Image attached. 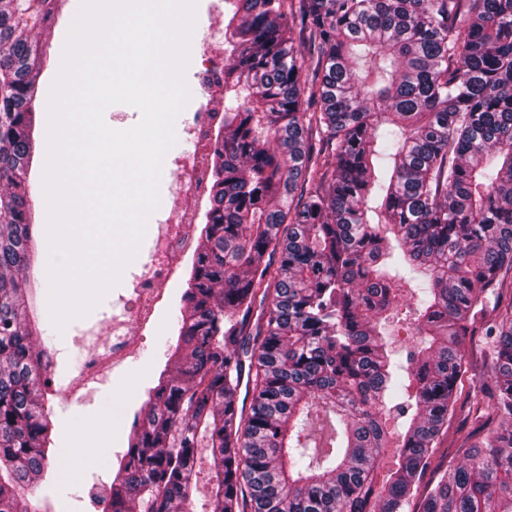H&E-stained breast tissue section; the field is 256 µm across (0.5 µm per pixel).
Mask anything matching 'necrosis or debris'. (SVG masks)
Instances as JSON below:
<instances>
[{
	"instance_id": "necrosis-or-debris-1",
	"label": "necrosis or debris",
	"mask_w": 512,
	"mask_h": 512,
	"mask_svg": "<svg viewBox=\"0 0 512 512\" xmlns=\"http://www.w3.org/2000/svg\"><path fill=\"white\" fill-rule=\"evenodd\" d=\"M224 122L223 112L203 107L195 112L184 134L198 145L196 155L177 170V205L174 217L157 225L152 236V254L136 281L131 317H113L108 338L90 342L81 362L64 388L68 397L81 394L90 384L114 374L140 352L137 332L153 329L157 305L170 299L169 287L178 281L184 265L195 258L196 224L203 201L210 194V150Z\"/></svg>"
}]
</instances>
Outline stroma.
<instances>
[{
    "label": "stroma",
    "mask_w": 512,
    "mask_h": 512,
    "mask_svg": "<svg viewBox=\"0 0 512 512\" xmlns=\"http://www.w3.org/2000/svg\"><path fill=\"white\" fill-rule=\"evenodd\" d=\"M61 3V15L57 23L48 26L39 36L42 45H45L50 54V59L39 79L35 101V154L27 176L37 237L43 245L48 242V210L42 194L48 154V102L51 88L61 69L67 35L80 10L81 0H61ZM211 3L212 0H197L195 25L189 45V62L184 77L190 99L200 106L220 108L224 105L223 87L203 88L196 79L202 53L210 51L220 55L225 48V24L223 19L213 17ZM195 151V143L181 137L165 155L159 188L160 203L152 215L153 223H165L174 214L177 203L174 171L178 162L188 159ZM150 254L151 240L146 237L143 238L135 257L124 266L118 283L87 313L72 319L64 329L59 330L52 323L49 309L50 281L47 255L39 253L36 262L29 268L27 277L34 286L33 301L38 321L36 343L59 357L54 373L55 381L65 380L74 371L82 351L80 339L91 336L105 337L107 326L113 316L128 310L129 300L136 285V275L140 267L149 261ZM183 290V284L175 285L172 299L157 311L155 330L147 331L141 338V357L130 364L122 376L97 385L94 393L87 398H68L57 392H48V405L58 425L54 436L58 451L55 462L48 468L44 480L29 490V499L36 512H97L92 490L101 483L111 481L112 462L105 460L97 466L83 470L80 481L73 484L72 494L65 503H57L50 493V488L54 481L64 478L66 470L75 463L74 431L79 427H86L88 437L95 439L100 436L102 426H110L111 450L126 452L127 434L133 415L146 401L148 388L154 377L163 369L168 348L177 343V317ZM106 404L112 405L114 409L111 418L108 419L101 414V408Z\"/></svg>",
    "instance_id": "obj_1"
}]
</instances>
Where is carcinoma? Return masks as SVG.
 I'll return each instance as SVG.
<instances>
[{
    "label": "carcinoma",
    "mask_w": 512,
    "mask_h": 512,
    "mask_svg": "<svg viewBox=\"0 0 512 512\" xmlns=\"http://www.w3.org/2000/svg\"><path fill=\"white\" fill-rule=\"evenodd\" d=\"M53 12L0 0V512H35L55 429L26 277L34 31ZM224 16L236 106L181 343L103 512H187L202 440L211 512H512V0H224ZM409 300L404 364L379 319ZM469 349L490 371L463 399ZM458 413L474 428L440 462Z\"/></svg>",
    "instance_id": "carcinoma-1"
}]
</instances>
